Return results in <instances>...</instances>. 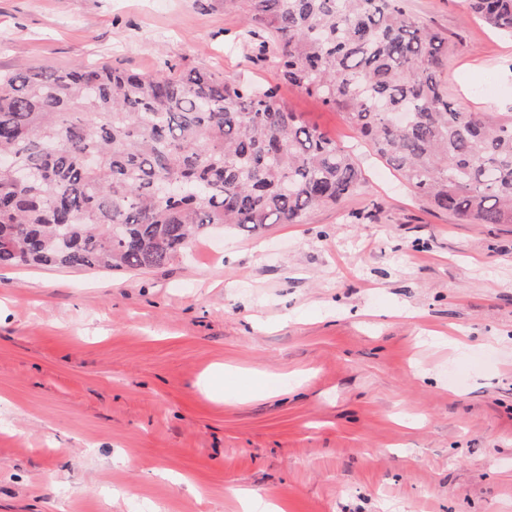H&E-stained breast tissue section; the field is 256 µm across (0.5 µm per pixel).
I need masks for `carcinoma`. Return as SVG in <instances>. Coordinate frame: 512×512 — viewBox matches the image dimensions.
I'll use <instances>...</instances> for the list:
<instances>
[{
	"label": "carcinoma",
	"mask_w": 512,
	"mask_h": 512,
	"mask_svg": "<svg viewBox=\"0 0 512 512\" xmlns=\"http://www.w3.org/2000/svg\"><path fill=\"white\" fill-rule=\"evenodd\" d=\"M267 86L208 69L98 65L0 74V265L133 272L215 225L260 232L357 194L362 171L278 97L340 111L421 198L512 224V112H473L442 79L452 49L409 0H221ZM512 39V0H468Z\"/></svg>",
	"instance_id": "carcinoma-1"
}]
</instances>
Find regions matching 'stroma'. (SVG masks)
<instances>
[{"label": "stroma", "mask_w": 512, "mask_h": 512, "mask_svg": "<svg viewBox=\"0 0 512 512\" xmlns=\"http://www.w3.org/2000/svg\"><path fill=\"white\" fill-rule=\"evenodd\" d=\"M449 96L512 110V39L409 0ZM215 0H0V71L274 82ZM279 94L365 182L129 273L0 266V512H512V224L430 206L343 114ZM270 396L240 401L249 374Z\"/></svg>", "instance_id": "1"}]
</instances>
